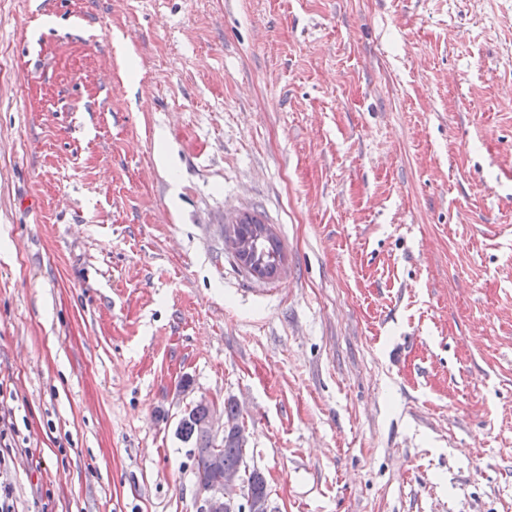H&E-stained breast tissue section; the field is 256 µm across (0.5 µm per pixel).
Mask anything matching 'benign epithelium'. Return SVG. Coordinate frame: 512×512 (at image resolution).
<instances>
[{"label": "benign epithelium", "mask_w": 512, "mask_h": 512, "mask_svg": "<svg viewBox=\"0 0 512 512\" xmlns=\"http://www.w3.org/2000/svg\"><path fill=\"white\" fill-rule=\"evenodd\" d=\"M196 405L207 409L205 431L212 442H219L224 438V431L235 426L232 421L219 424L217 408L208 399L202 398ZM209 469L211 476L203 487L205 497L200 512H236L239 507H253L252 483L242 476L240 469L224 467L221 449H213Z\"/></svg>", "instance_id": "1"}]
</instances>
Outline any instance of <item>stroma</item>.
Wrapping results in <instances>:
<instances>
[{
  "instance_id": "obj_1",
  "label": "stroma",
  "mask_w": 512,
  "mask_h": 512,
  "mask_svg": "<svg viewBox=\"0 0 512 512\" xmlns=\"http://www.w3.org/2000/svg\"><path fill=\"white\" fill-rule=\"evenodd\" d=\"M0 49L14 512H197L203 397L268 512H512V0H0ZM263 223L249 220L245 217L238 224L232 226V233L233 237L240 240L257 239L258 254L257 256L253 255L252 264L260 269L261 277L259 279L272 280L280 273L285 255L280 239L268 226L270 224ZM264 226H268L269 231L265 235L260 236V231ZM240 240L233 246L234 255L246 258L255 249V246L251 241Z\"/></svg>"
}]
</instances>
